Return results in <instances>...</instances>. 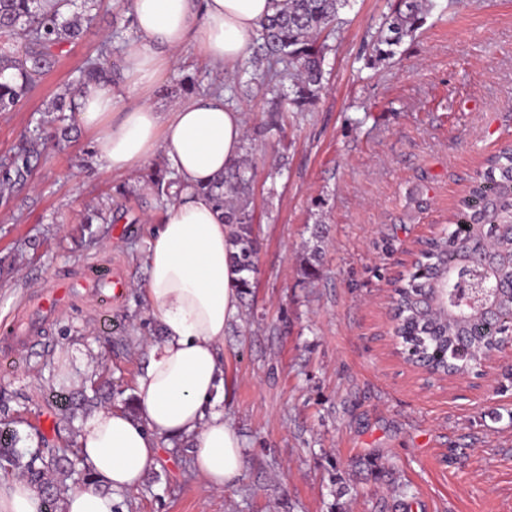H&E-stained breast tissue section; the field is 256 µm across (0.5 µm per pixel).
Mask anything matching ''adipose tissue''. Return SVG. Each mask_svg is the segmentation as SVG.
<instances>
[{"label":"adipose tissue","mask_w":512,"mask_h":512,"mask_svg":"<svg viewBox=\"0 0 512 512\" xmlns=\"http://www.w3.org/2000/svg\"><path fill=\"white\" fill-rule=\"evenodd\" d=\"M276 0H132L135 38L122 61L127 92L89 83L78 91L76 116L95 131L97 157L128 171L162 156L178 195L148 240L144 298L161 332L136 380L138 413L102 408L87 420L80 454L93 484L71 490L64 512H114V492L135 489L158 468L165 441L184 442L208 487L235 485L243 448L232 418L218 407L224 383V338L238 321L240 273L230 227L207 184L245 152L243 109L223 94L201 93L164 112L150 89L193 47L216 70L232 72L251 53ZM42 497L25 479L0 483V512H42Z\"/></svg>","instance_id":"1"}]
</instances>
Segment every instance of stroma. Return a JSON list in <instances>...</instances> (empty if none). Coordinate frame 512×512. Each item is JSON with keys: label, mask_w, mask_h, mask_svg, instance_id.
Segmentation results:
<instances>
[{"label": "stroma", "mask_w": 512, "mask_h": 512, "mask_svg": "<svg viewBox=\"0 0 512 512\" xmlns=\"http://www.w3.org/2000/svg\"><path fill=\"white\" fill-rule=\"evenodd\" d=\"M389 58L373 47L397 0H350L323 64L324 89L268 127L274 97L245 71L225 78L186 48L162 86L218 84L246 111L257 272L224 339L221 405L243 441L237 484L208 489L178 441L115 512H512V379L497 363L438 378L399 353L390 284L420 240L446 231L488 158L512 142V0H431ZM129 13L102 0L94 23L12 112L0 156ZM27 185L0 194V327L40 288L89 264L120 273L123 297L76 302L39 327L41 345L0 363V433L20 448L79 445L92 375L111 407L137 413L136 378L162 335L141 286L149 228L168 205L142 169L92 155L66 114ZM111 202L105 220L83 214Z\"/></svg>", "instance_id": "stroma-1"}]
</instances>
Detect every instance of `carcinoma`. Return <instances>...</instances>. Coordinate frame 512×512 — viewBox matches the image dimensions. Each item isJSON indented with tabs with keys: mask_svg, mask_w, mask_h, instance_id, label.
<instances>
[{
	"mask_svg": "<svg viewBox=\"0 0 512 512\" xmlns=\"http://www.w3.org/2000/svg\"><path fill=\"white\" fill-rule=\"evenodd\" d=\"M430 0H398L386 19L388 35L376 48L382 58L390 47L423 23ZM349 0H279V8L257 31L256 59L267 63V76L280 87L282 108L301 112L323 88V63L328 49L322 35L335 28L339 11ZM98 0H0V112H13L55 63L63 47L94 20ZM112 40L107 39L76 71L63 93L37 119L17 149L0 158V189L21 185L32 175L41 154L46 127L52 137L66 140L64 113L76 112L73 90L91 82L116 83ZM153 193L168 201L177 196V184L165 169L153 168L143 177ZM253 166L244 160L228 168L207 186L224 223L234 226V260L245 274L255 270L252 238L254 213L250 192ZM428 277L414 273L396 284V316L404 337V353L450 376L468 374L497 349L512 330V148L506 146L490 160L486 172L461 202L456 222L448 232L427 243L420 256ZM484 280L496 313L485 317L463 307L446 306L441 288ZM17 436L0 441V470L17 469L42 496L43 512H56L57 494L50 475L64 471L69 458L53 452L30 457L16 448Z\"/></svg>",
	"mask_w": 512,
	"mask_h": 512,
	"instance_id": "cac0c4a2",
	"label": "carcinoma"
}]
</instances>
